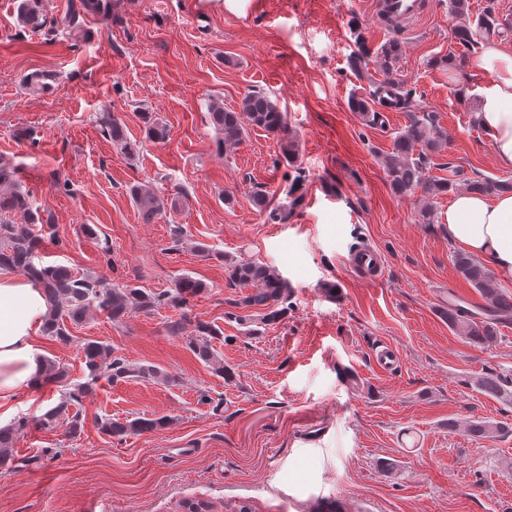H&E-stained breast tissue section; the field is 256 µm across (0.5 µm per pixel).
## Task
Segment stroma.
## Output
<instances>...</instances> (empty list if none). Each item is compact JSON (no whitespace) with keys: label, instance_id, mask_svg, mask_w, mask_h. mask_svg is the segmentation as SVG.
Returning a JSON list of instances; mask_svg holds the SVG:
<instances>
[{"label":"stroma","instance_id":"1","mask_svg":"<svg viewBox=\"0 0 512 512\" xmlns=\"http://www.w3.org/2000/svg\"><path fill=\"white\" fill-rule=\"evenodd\" d=\"M378 2L251 0L239 16L206 0H112L109 17L85 14L73 37L60 25L68 0H45L36 32L18 23L17 0H0V157L18 167L47 224L38 262L153 292L183 275L204 286L183 307L119 323L88 312L68 346L40 336L70 383L87 374V340L172 382L99 381L78 407L74 438L66 420L51 430L35 423L59 402V387L16 394L12 416L30 425L0 469V512H183L187 501L209 512L242 503L309 512L322 499L347 512H512V434L475 440L463 430L478 417L512 426V402L473 387L489 371L512 380V324L478 345L443 318L449 299L473 311L483 299L457 274L444 224L416 223L418 196L390 188L383 158L406 114L372 124L349 107L379 80L376 70H350L352 27L374 48L402 42L397 78L448 133L432 176H447L452 160L512 181L469 108L489 74L473 54L458 70L433 66L460 52L448 0H421L420 17L397 32L379 22ZM34 72L50 74L47 88H26ZM460 88L467 103L454 98ZM254 90L285 113L293 161L277 135L252 126L238 146L218 150L209 103L234 109ZM105 112L142 141L137 155L102 135ZM146 112L166 126L164 140H145ZM146 181L173 202L148 223L129 194ZM258 192L286 220L256 208ZM200 243L212 256L196 252ZM362 246L380 254L382 277L354 267ZM240 257L288 280L279 320H242L245 290L226 272ZM177 320L185 330L175 336ZM199 322L222 330L214 346L227 377L189 350ZM384 346L398 357L389 372L374 364ZM163 416L167 425L152 432L100 430L107 418Z\"/></svg>","mask_w":512,"mask_h":512}]
</instances>
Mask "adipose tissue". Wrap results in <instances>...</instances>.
<instances>
[{
  "mask_svg": "<svg viewBox=\"0 0 512 512\" xmlns=\"http://www.w3.org/2000/svg\"><path fill=\"white\" fill-rule=\"evenodd\" d=\"M478 65L490 74L478 91V120L497 164L512 169V50L485 46ZM448 238L498 275L512 278V192L494 199L457 193L445 215ZM48 312L31 279L0 269V405L37 387L43 369L38 335Z\"/></svg>",
  "mask_w": 512,
  "mask_h": 512,
  "instance_id": "obj_1",
  "label": "adipose tissue"
}]
</instances>
